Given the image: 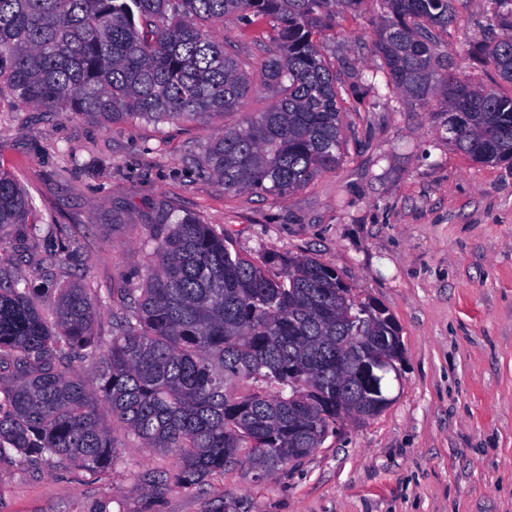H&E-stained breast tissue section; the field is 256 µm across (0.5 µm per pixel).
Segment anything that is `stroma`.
<instances>
[{"label": "stroma", "mask_w": 512, "mask_h": 512, "mask_svg": "<svg viewBox=\"0 0 512 512\" xmlns=\"http://www.w3.org/2000/svg\"><path fill=\"white\" fill-rule=\"evenodd\" d=\"M455 11L443 36L452 48L495 23L489 0H456ZM380 20L377 0H365L322 31L321 50L346 83L376 68ZM212 29L250 64L244 109L105 128L0 95V169L77 243L56 255L45 235L0 229V275L32 276L52 255L56 280L120 288L168 204L240 253L315 257L357 299L384 307L405 353L392 401L263 480L244 463L193 490L155 485L176 452L143 447L115 424L119 459L102 473L1 457L0 512H512V165L471 162L432 126L428 106L386 91L344 98L345 154L303 188L225 191L204 148L274 103L258 60L276 31L248 15Z\"/></svg>", "instance_id": "obj_1"}]
</instances>
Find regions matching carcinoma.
Returning <instances> with one entry per match:
<instances>
[{
  "mask_svg": "<svg viewBox=\"0 0 512 512\" xmlns=\"http://www.w3.org/2000/svg\"><path fill=\"white\" fill-rule=\"evenodd\" d=\"M365 0H0V94L22 105L84 115L105 127L131 117L182 122L241 109L249 71L205 24L249 13L276 26L262 48L272 107L215 137L207 169L226 191L293 193L338 164L345 145L342 84L316 35ZM503 34L466 53L512 84V0H491ZM378 71L402 95L435 102L448 144L484 164L512 162V96L457 77L441 33L454 0H381ZM23 186L0 173V228L37 230ZM161 209L141 286L120 288L125 311L110 340L95 334L105 297L37 275L0 282V356L19 381L0 392V457L61 456L108 470L117 447L103 418L147 448L178 452L163 481L191 489L237 462L266 475L288 449L315 448L336 427V357L356 358L369 336L394 335L389 316L358 300L313 257L233 253L198 217ZM55 316L40 309L48 293ZM98 361L93 382L73 358Z\"/></svg>",
  "mask_w": 512,
  "mask_h": 512,
  "instance_id": "1",
  "label": "carcinoma"
}]
</instances>
